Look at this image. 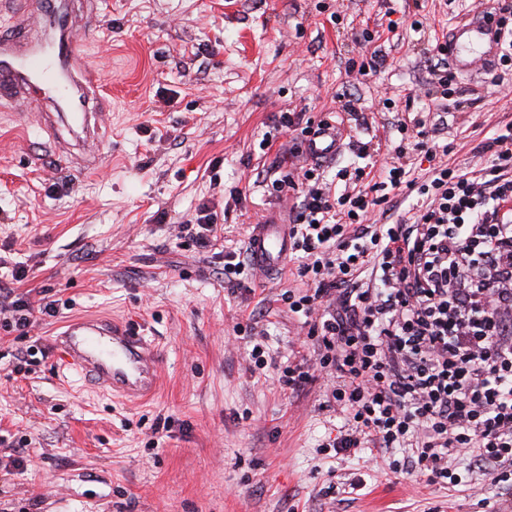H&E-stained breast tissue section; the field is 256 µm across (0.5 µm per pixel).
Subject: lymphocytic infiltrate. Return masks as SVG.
<instances>
[{"label":"lymphocytic infiltrate","mask_w":512,"mask_h":512,"mask_svg":"<svg viewBox=\"0 0 512 512\" xmlns=\"http://www.w3.org/2000/svg\"><path fill=\"white\" fill-rule=\"evenodd\" d=\"M421 181L404 166L356 194L332 196L317 166L274 181L299 191L289 235L308 288L282 294L310 322L312 358L289 362L284 385L330 379L326 407L344 423L326 445L369 450L395 472L450 489L463 456L512 486V127L482 145L478 175L440 164L418 130ZM424 199L385 223L363 218L395 192ZM347 206L346 220L337 209Z\"/></svg>","instance_id":"f902f5d3"}]
</instances>
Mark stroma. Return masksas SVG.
<instances>
[{
  "instance_id": "obj_1",
  "label": "stroma",
  "mask_w": 512,
  "mask_h": 512,
  "mask_svg": "<svg viewBox=\"0 0 512 512\" xmlns=\"http://www.w3.org/2000/svg\"><path fill=\"white\" fill-rule=\"evenodd\" d=\"M95 3L100 25L82 43L109 100L95 168H66L37 114L0 103V309L31 308L24 330L0 316V512H512V490L482 471L446 490L379 470L364 451H320L343 423L322 407L326 379L294 392L275 371L251 373L237 327L257 300L222 274L251 225L288 221L299 194L271 183L306 161V126L339 115L342 93L359 117L322 162L336 187L339 169L391 166L399 119L441 103L442 163L488 165L475 148L512 124V70L443 88L427 58L493 0ZM391 20L390 40L354 37ZM374 52L387 64L367 79L359 70ZM413 88L422 94L410 102ZM284 113L294 125L274 129ZM202 205L219 224L205 250L181 229ZM300 285L270 280L271 312L255 326L280 363L309 327L275 299ZM80 314L143 328L164 356L153 400L127 402L57 366L52 339ZM332 482L335 500L322 494Z\"/></svg>"
}]
</instances>
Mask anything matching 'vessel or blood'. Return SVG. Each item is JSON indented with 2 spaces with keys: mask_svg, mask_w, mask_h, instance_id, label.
<instances>
[{
  "mask_svg": "<svg viewBox=\"0 0 512 512\" xmlns=\"http://www.w3.org/2000/svg\"><path fill=\"white\" fill-rule=\"evenodd\" d=\"M83 24L80 11L67 15L46 10L39 0H17L12 31L0 34V99L30 107L37 103L41 90L52 86L55 72L65 74L64 100L78 134L77 142H64L62 149L67 154L79 142L89 152H98L104 128L97 76L79 43L68 34L70 27ZM498 26L497 15L486 13L455 28L448 38V54L457 69L491 65ZM339 143V130L332 126L309 142L307 152L313 159H323L337 151ZM247 249L255 266L277 269L290 249L287 225L269 220L254 225ZM55 343L62 365L103 391L143 400L157 389L160 352L139 328L106 317L82 316L66 322Z\"/></svg>",
  "mask_w": 512,
  "mask_h": 512,
  "instance_id": "1",
  "label": "vessel or blood"
}]
</instances>
